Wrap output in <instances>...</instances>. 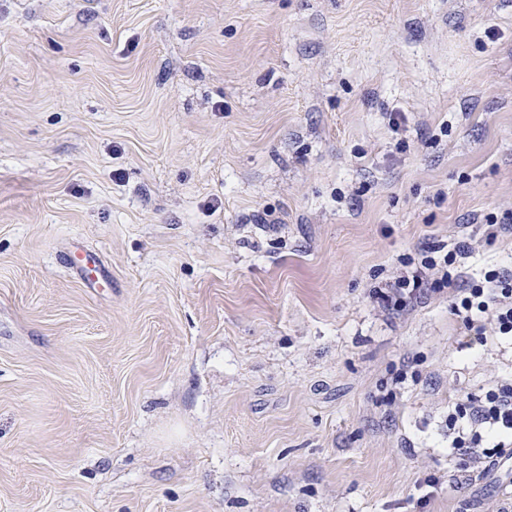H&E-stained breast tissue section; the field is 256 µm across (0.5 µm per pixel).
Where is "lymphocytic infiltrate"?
<instances>
[{
	"mask_svg": "<svg viewBox=\"0 0 512 512\" xmlns=\"http://www.w3.org/2000/svg\"><path fill=\"white\" fill-rule=\"evenodd\" d=\"M473 252L470 242H456L444 256L424 247L419 267L400 276L381 293L386 310L402 311L422 303L430 293L451 290L450 309L477 336L512 335V270H491L482 283L461 287L449 271L456 260ZM450 448L462 456L464 467L494 463L512 453V378L491 381L479 392L458 396L448 411Z\"/></svg>",
	"mask_w": 512,
	"mask_h": 512,
	"instance_id": "lymphocytic-infiltrate-1",
	"label": "lymphocytic infiltrate"
}]
</instances>
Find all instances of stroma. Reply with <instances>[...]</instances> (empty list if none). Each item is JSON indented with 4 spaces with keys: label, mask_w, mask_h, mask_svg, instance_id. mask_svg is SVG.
I'll return each instance as SVG.
<instances>
[{
    "label": "stroma",
    "mask_w": 512,
    "mask_h": 512,
    "mask_svg": "<svg viewBox=\"0 0 512 512\" xmlns=\"http://www.w3.org/2000/svg\"><path fill=\"white\" fill-rule=\"evenodd\" d=\"M507 211L512 0H0V512H512L371 297Z\"/></svg>",
    "instance_id": "stroma-1"
}]
</instances>
